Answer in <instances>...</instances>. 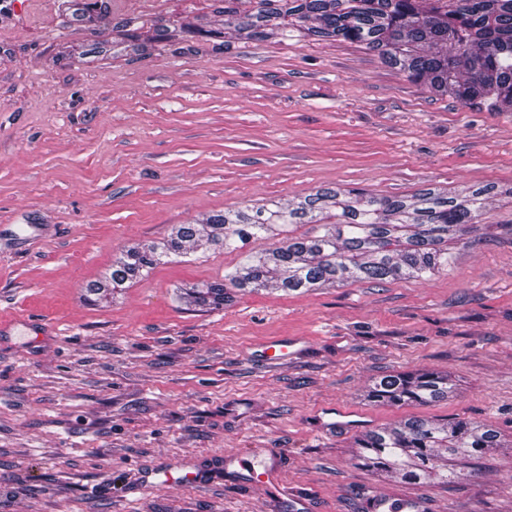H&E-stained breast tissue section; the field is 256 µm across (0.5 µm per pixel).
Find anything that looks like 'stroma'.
Masks as SVG:
<instances>
[{
	"label": "stroma",
	"mask_w": 512,
	"mask_h": 512,
	"mask_svg": "<svg viewBox=\"0 0 512 512\" xmlns=\"http://www.w3.org/2000/svg\"><path fill=\"white\" fill-rule=\"evenodd\" d=\"M0 0V512H512V105H462L342 39L224 27V0ZM136 30L120 41L122 28ZM476 229L425 278L236 290L276 237L203 244L101 295L125 250L324 188L464 199ZM291 340L277 365L265 344ZM447 373L431 405L365 392ZM360 414L353 429L323 411ZM497 428L504 448L445 486L355 466V438L411 418ZM278 453L290 496L239 484L224 453ZM196 473L146 489L152 471ZM191 293L193 302L202 307H219L230 299L227 288L224 289V283H206L197 286Z\"/></svg>",
	"instance_id": "stroma-1"
}]
</instances>
